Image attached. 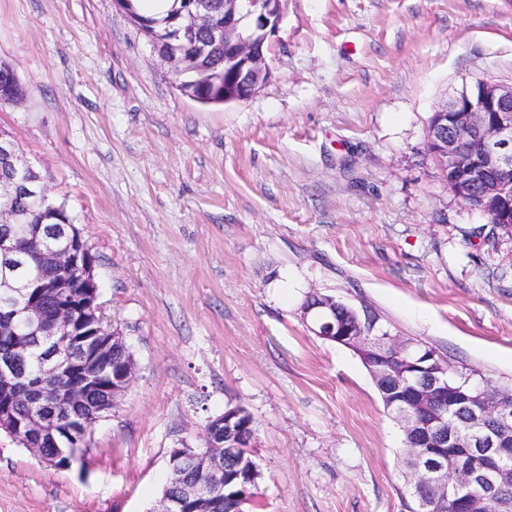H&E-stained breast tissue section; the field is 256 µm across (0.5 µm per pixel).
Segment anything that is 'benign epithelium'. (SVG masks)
<instances>
[{
  "label": "benign epithelium",
  "instance_id": "1",
  "mask_svg": "<svg viewBox=\"0 0 512 512\" xmlns=\"http://www.w3.org/2000/svg\"><path fill=\"white\" fill-rule=\"evenodd\" d=\"M179 24L161 37L150 39L173 74H186L190 60L186 49H195L202 57L215 47L224 48V72L231 73L224 87V102H246L269 78L267 53L272 38L279 32L285 11V0H224V13L216 14L211 0H180ZM206 34L200 41V34ZM427 153L437 162L454 197L481 211L499 224L512 223V83L480 82L448 99L432 115L426 140ZM0 167L9 174L0 183V224L19 223L20 212L12 206L23 190L13 175L31 171L33 167L16 147L0 133ZM43 229L38 230L30 249H22L16 237L0 235V288H34V295H23L13 306L0 311V334L14 338L11 351L0 357V391L9 390L16 380V358L42 346L53 336H64L73 345L72 361L77 365L101 363L108 355L126 350L121 336L88 354L84 336L87 318L72 306L59 303L54 321L43 316L41 299L47 289L57 295L69 288L63 277L65 269L78 263L80 253L72 245L44 247ZM25 258L36 267L47 266L56 271L51 283L36 281L16 284L12 265ZM316 308L322 313L312 319L310 330L318 337L341 345L368 344L369 327L379 320L369 309L362 310L365 320L344 327L325 310L336 308V299L325 297ZM373 347L386 351L399 362L388 372L372 369V379L385 398L400 405L408 429L419 437L420 444L407 449L414 461L412 485H420V468L430 474V485L445 495L450 512H512L498 495V490L512 486V439L504 428L512 423V391L491 384H452L448 382V362L436 349L419 345L411 347L398 336L381 331ZM63 366L52 357L43 360V374L49 381L42 384L39 402L47 409L42 416H25L13 412L0 413L1 423L10 429L28 431V450L42 458L44 447L75 446L86 441L89 428L97 421V409L89 408L83 425L73 418L62 419L57 409L69 412L86 404L90 391L98 403L114 407L128 391L134 365L130 362L112 373V381L102 386L93 377L72 387L59 378ZM496 402L497 409L491 408ZM459 410L470 418L473 433L463 436L448 429V417ZM236 410L208 420L203 439L204 448L173 449L167 461L169 479L158 507L153 512H187L204 503L226 498L239 502L252 499L256 488L258 466L250 453L238 449L250 447L245 425L234 423ZM469 463L467 480L448 489V474Z\"/></svg>",
  "mask_w": 512,
  "mask_h": 512
}]
</instances>
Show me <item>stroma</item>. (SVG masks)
<instances>
[{"label": "stroma", "mask_w": 512, "mask_h": 512, "mask_svg": "<svg viewBox=\"0 0 512 512\" xmlns=\"http://www.w3.org/2000/svg\"><path fill=\"white\" fill-rule=\"evenodd\" d=\"M0 62L28 96L0 130L96 257L135 374L61 472L0 433V512H152L171 449L242 408L245 512H407L401 425L306 296L512 388V232L462 205L429 119L512 81V0H286L249 101L177 90L114 0H0Z\"/></svg>", "instance_id": "obj_1"}]
</instances>
